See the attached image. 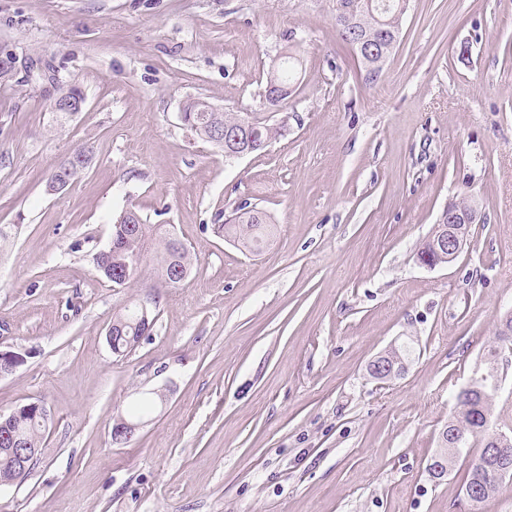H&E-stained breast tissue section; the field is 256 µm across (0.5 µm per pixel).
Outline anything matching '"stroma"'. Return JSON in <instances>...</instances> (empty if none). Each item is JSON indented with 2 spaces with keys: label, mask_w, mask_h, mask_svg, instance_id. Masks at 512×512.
Here are the masks:
<instances>
[{
  "label": "stroma",
  "mask_w": 512,
  "mask_h": 512,
  "mask_svg": "<svg viewBox=\"0 0 512 512\" xmlns=\"http://www.w3.org/2000/svg\"><path fill=\"white\" fill-rule=\"evenodd\" d=\"M334 4L0 0V350L25 358L0 378V412L48 414L0 512H470L471 455L438 480L427 465L512 308V0H409L372 82ZM60 85L86 98L62 125ZM192 99L284 129L229 159L182 125ZM80 147L90 166L48 192ZM461 199L482 216L465 249L420 265ZM243 204L266 215L256 254L215 230ZM131 206L188 247L176 287L150 267L122 288L98 276ZM153 291L150 335L114 355L113 315ZM393 345L404 373L372 381Z\"/></svg>",
  "instance_id": "35a3bbf8"
}]
</instances>
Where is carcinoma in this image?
I'll use <instances>...</instances> for the list:
<instances>
[{"label": "carcinoma", "instance_id": "1", "mask_svg": "<svg viewBox=\"0 0 512 512\" xmlns=\"http://www.w3.org/2000/svg\"><path fill=\"white\" fill-rule=\"evenodd\" d=\"M403 16L401 0H336L334 9L336 31L340 40L348 46L357 37L377 38L382 28L400 32ZM269 77L275 79L276 84L282 88L283 97H288L289 71L285 69V62L273 65ZM202 109L203 104L200 101H193L184 107V112L197 124L194 132L203 138L207 135V122L204 121ZM252 125L251 135L261 144H266L280 135L277 127L263 121L254 120ZM141 225V233L135 235L126 224H112L111 244L119 250L117 259L130 264L126 283L129 284L139 277L150 256L156 259L161 283L166 286L175 284V281L167 278L169 267L179 266L185 274H190L193 262L188 249L183 247L178 251L171 250L174 240L172 235L162 231L156 224L143 221ZM218 230L237 242L243 250L251 252L264 243L267 225L262 212L256 209L245 211L238 207L232 219L218 225ZM137 309L136 304L126 307L114 318V322L124 324V337L116 339L112 345V353L118 356L131 351L130 341L137 340L144 333ZM493 400L494 394L491 390L481 397L469 390H463L457 395L458 411L447 425L450 436L447 445L448 465L455 463L469 439L479 437L485 445L492 438L483 421L485 414L492 411ZM41 434L42 426L37 420H25L21 437L27 447L32 448L39 444ZM496 473V462L486 458L484 453H478L465 479V483L481 488V498L473 505V512H479L480 506L499 491L501 483L497 480Z\"/></svg>", "mask_w": 512, "mask_h": 512}]
</instances>
